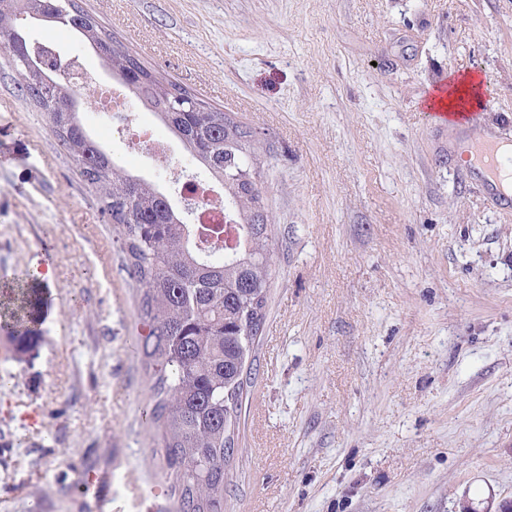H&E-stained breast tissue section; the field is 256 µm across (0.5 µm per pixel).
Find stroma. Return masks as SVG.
I'll return each instance as SVG.
<instances>
[{
	"label": "stroma",
	"instance_id": "obj_1",
	"mask_svg": "<svg viewBox=\"0 0 512 512\" xmlns=\"http://www.w3.org/2000/svg\"><path fill=\"white\" fill-rule=\"evenodd\" d=\"M163 77L251 128L273 220L263 330L224 512H459L512 499V213L461 181L423 108L477 75L472 126L512 127V0H79ZM59 44L94 70L69 28ZM0 48V285L52 268L32 355L0 334V512H172L140 290L97 197ZM86 130L131 174L156 162ZM96 470L102 495L81 482Z\"/></svg>",
	"mask_w": 512,
	"mask_h": 512
}]
</instances>
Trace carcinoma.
Returning <instances> with one entry per match:
<instances>
[{
	"instance_id": "cac0c4a2",
	"label": "carcinoma",
	"mask_w": 512,
	"mask_h": 512,
	"mask_svg": "<svg viewBox=\"0 0 512 512\" xmlns=\"http://www.w3.org/2000/svg\"><path fill=\"white\" fill-rule=\"evenodd\" d=\"M60 17L80 39L99 47L105 67L180 140L224 186L238 245L224 230L189 224L152 182L120 167L93 139L79 113L72 82L50 71L53 57L29 63L31 31ZM0 47L20 76L21 96L48 116L51 128L97 194L121 239L127 267L142 288L140 319L148 327L142 354L151 368L156 431L176 497V512H224V465L234 452L246 361L271 288L273 224L260 188L252 132L180 85L163 84L135 55L115 45L78 0H0ZM47 298L32 284L0 291V330L18 354L41 340Z\"/></svg>"
}]
</instances>
